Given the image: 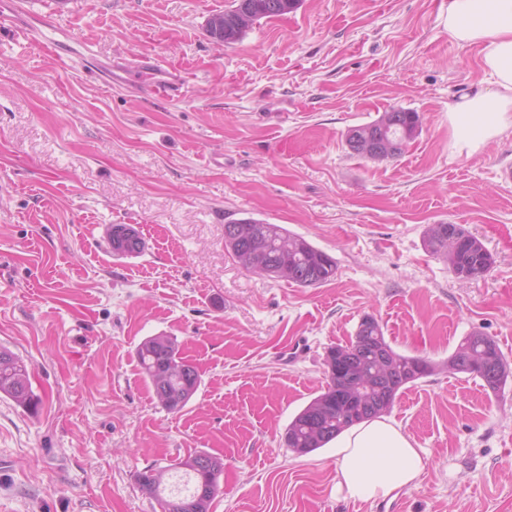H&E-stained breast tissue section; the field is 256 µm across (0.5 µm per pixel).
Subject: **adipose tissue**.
Wrapping results in <instances>:
<instances>
[{
    "label": "adipose tissue",
    "instance_id": "1",
    "mask_svg": "<svg viewBox=\"0 0 512 512\" xmlns=\"http://www.w3.org/2000/svg\"><path fill=\"white\" fill-rule=\"evenodd\" d=\"M448 34L479 46L489 84L448 110L455 147L471 154L512 130V0H449ZM335 442L336 489L354 501L385 499L412 488L427 466L424 450L384 415L349 427Z\"/></svg>",
    "mask_w": 512,
    "mask_h": 512
}]
</instances>
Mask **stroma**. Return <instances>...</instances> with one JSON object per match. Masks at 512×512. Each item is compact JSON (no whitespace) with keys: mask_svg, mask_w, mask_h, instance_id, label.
<instances>
[{"mask_svg":"<svg viewBox=\"0 0 512 512\" xmlns=\"http://www.w3.org/2000/svg\"><path fill=\"white\" fill-rule=\"evenodd\" d=\"M54 2L77 68L0 31V346L38 397L0 399V512H161L138 473L197 451L224 461L212 512H512V385L446 367L474 332L512 361V131L452 144L449 107L487 84L448 0H297L223 46L206 26L232 0ZM145 56L201 69L171 102L108 82ZM394 107L422 118L403 154L350 155L347 130ZM245 216L335 258L334 279L242 268L224 224ZM114 224L140 232L139 256L113 254ZM432 224L480 239L489 272L457 279ZM367 315L438 371L390 412L428 456L419 483L362 502L337 492L332 445L298 455L282 435ZM160 333L200 375L178 413L136 360Z\"/></svg>","mask_w":512,"mask_h":512,"instance_id":"1","label":"stroma"}]
</instances>
